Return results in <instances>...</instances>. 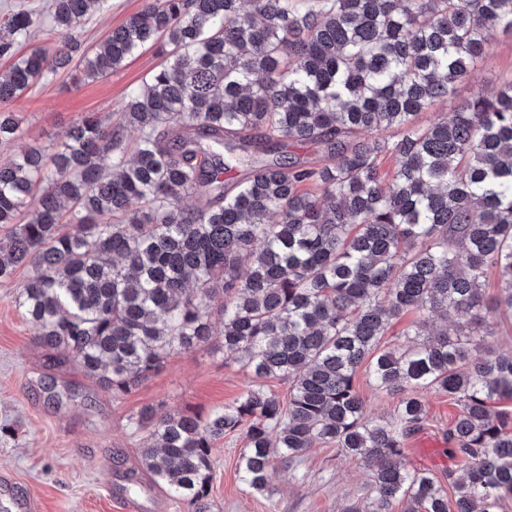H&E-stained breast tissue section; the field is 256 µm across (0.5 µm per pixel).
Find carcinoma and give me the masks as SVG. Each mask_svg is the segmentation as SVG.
Masks as SVG:
<instances>
[{"instance_id":"obj_1","label":"carcinoma","mask_w":512,"mask_h":512,"mask_svg":"<svg viewBox=\"0 0 512 512\" xmlns=\"http://www.w3.org/2000/svg\"><path fill=\"white\" fill-rule=\"evenodd\" d=\"M243 4L152 0L85 50L81 22L107 0H54L59 42L27 54L41 19L0 17V107L50 72L99 79L155 45L166 56L116 122L90 112L53 156L0 164V280L31 268L16 302L40 346L114 400L207 346L215 316L253 379L288 382L285 397L249 388L206 417L161 405L128 418L149 438L139 468L190 512H210L216 443L237 435L254 494L320 443L369 474L370 496L345 512H501L512 353L487 338L512 321V80L450 118L419 115L512 34V0ZM306 143L323 163L285 151ZM426 312L465 325L432 331ZM410 313L402 341L384 342ZM361 370L398 399L393 416H369ZM428 392L458 407V467L440 476L404 462Z\"/></svg>"}]
</instances>
